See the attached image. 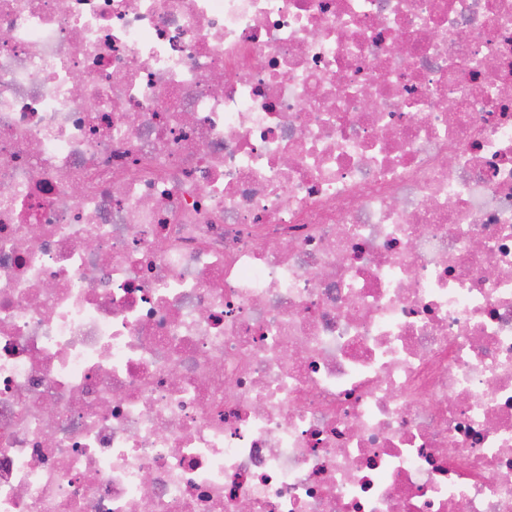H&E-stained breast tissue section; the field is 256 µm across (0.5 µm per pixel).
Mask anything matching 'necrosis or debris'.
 <instances>
[{"label":"necrosis or debris","mask_w":512,"mask_h":512,"mask_svg":"<svg viewBox=\"0 0 512 512\" xmlns=\"http://www.w3.org/2000/svg\"><path fill=\"white\" fill-rule=\"evenodd\" d=\"M0 512H512V0H0Z\"/></svg>","instance_id":"necrosis-or-debris-1"}]
</instances>
